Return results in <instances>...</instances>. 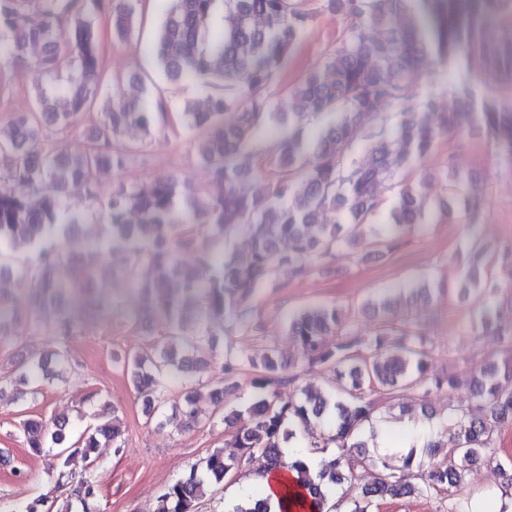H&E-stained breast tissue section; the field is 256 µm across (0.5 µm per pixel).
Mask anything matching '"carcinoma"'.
<instances>
[{
    "instance_id": "carcinoma-1",
    "label": "carcinoma",
    "mask_w": 512,
    "mask_h": 512,
    "mask_svg": "<svg viewBox=\"0 0 512 512\" xmlns=\"http://www.w3.org/2000/svg\"><path fill=\"white\" fill-rule=\"evenodd\" d=\"M159 2L163 16L155 39L142 50L143 66L163 70L171 81L201 82L212 89L204 100L182 109L183 124L194 133L196 154L209 168L211 187L188 194L195 223L187 225L175 215V175L139 188L121 186L104 203L109 223L99 225L96 237L137 253L130 268L139 299L133 320L161 319L167 326L166 335L150 350L115 355L150 413L165 406L170 383L202 362L214 330L227 323L249 326L252 300L279 271L302 276L313 260L329 264L350 244L349 227L365 224L381 211L384 193H395L388 224L403 230L418 223L427 199L407 182V173L434 149L440 135L470 127L512 160V99L478 101L471 87L461 84L454 90L456 106L443 112L432 95L409 104L406 94L408 75L420 70L429 56L457 62L477 53L483 61V82H506L512 76V44L493 43L485 31L496 20L512 19V0H324V8L345 19L347 27L321 68L291 88L290 97L299 102L297 112L273 111L268 91L313 20L308 0ZM139 5L140 0H0V66L29 71L39 89L33 110L13 114L6 122L14 131L25 130L26 138L0 134V156L11 160L8 172L0 175V338L16 319L7 306L8 295L17 284L30 282L35 306L25 318L35 332L60 337L54 352L58 364L70 363L65 341L78 326V320L58 307V300L81 290L92 313L108 309L111 301L105 287H87L92 279L88 267L77 268L67 281L59 279L60 253L43 241L61 238L70 227L84 223L81 215L63 206L69 183H83L88 195L96 197L100 180L119 171L133 152L122 139L124 132L130 127L151 131L164 122L165 107L138 100L106 103L89 147L64 164L57 163L47 131L68 129L94 107L103 83L95 16L108 15L113 41L123 43L140 23ZM36 42L45 52L32 66L26 54ZM385 104L398 111H380ZM268 129L279 131L264 150L275 168L272 181L257 177L258 154L251 148L257 134ZM326 212L338 214L339 220L324 223ZM198 225L213 237L246 232L248 262L199 245ZM198 245L201 260L219 268L218 277L207 283L173 262L176 250ZM470 249L472 264L462 274L464 283L479 295L493 292L487 272L474 274L482 249L475 241ZM378 307L381 318L369 334L354 328L335 307L308 308L289 319L288 335L298 342L302 357L345 377L330 395L304 389L303 398L278 402L271 387L292 386L299 376L287 372L289 365L275 349L259 360L226 351L224 380L244 365L262 373L254 403L244 412L224 415V423L233 428L230 445L240 453L213 451L187 477L166 488L156 512H195L204 485L224 484L255 453L272 467L296 471L318 506L352 480L355 471L376 469L373 482L362 487L346 512H370L387 499L426 496L440 487L466 484L493 446L495 433L512 422V357L503 367L478 375L434 378L427 371V338L395 332L388 298L378 299ZM476 324L494 330L512 346L511 307L486 305ZM24 367L26 379L48 376L37 353L30 354ZM463 381L472 389L477 411L448 413L454 429L449 461L428 465L412 482L407 471L415 449L399 465L367 455L360 433L382 409L404 399L402 392L452 389ZM175 414L185 425L197 421L194 391L185 393ZM313 422L325 430L304 447L331 455L317 471L307 460L286 458L282 452V443ZM66 424L64 418L50 424L27 418L20 422V433L35 453L57 449L58 479L71 487L66 512H73L75 502L82 512H91L88 500L96 496L95 486L75 479L65 468L78 453L89 459L100 441L117 442L121 431L101 421L72 443ZM227 512H271V504L258 486L251 500L233 502Z\"/></svg>"
}]
</instances>
